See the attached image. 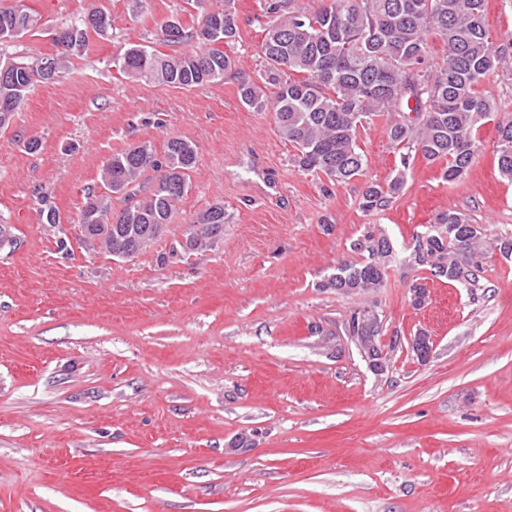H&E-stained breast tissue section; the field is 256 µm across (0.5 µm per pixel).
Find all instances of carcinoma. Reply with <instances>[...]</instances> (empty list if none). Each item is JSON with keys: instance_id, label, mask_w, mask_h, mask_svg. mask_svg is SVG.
<instances>
[{"instance_id": "carcinoma-1", "label": "carcinoma", "mask_w": 512, "mask_h": 512, "mask_svg": "<svg viewBox=\"0 0 512 512\" xmlns=\"http://www.w3.org/2000/svg\"><path fill=\"white\" fill-rule=\"evenodd\" d=\"M319 2L314 7L308 0H265L264 69L256 80L241 78L240 102L255 112L274 113L277 132L296 149L298 165L337 183L362 175L367 166L357 144L359 129L411 103L414 118L392 124L390 142L406 150L407 160L416 154L431 163L445 162L443 177L459 179L474 158L472 131L495 112L478 87L491 73H512V42L496 47L491 41L487 0ZM187 3L201 10L195 32L168 21L161 37L170 43L194 39L195 49L173 56L134 44L121 48L112 66L129 78L175 88L224 80L235 68L224 47L239 37L231 0H224L220 11L203 9L204 0ZM38 23L25 0H13L0 7V43L15 41ZM110 28L111 15L95 8L55 32L56 54L0 59V129L9 127L36 83L56 79L72 57L86 51L90 33ZM431 34L446 48L443 64L436 67L429 60ZM197 155V144L180 137L168 140L161 161L147 142L113 155L101 174L107 192L87 189L78 215L77 223L88 225V232L81 233L84 243L128 259L162 239L190 188ZM496 155L501 176L512 182V120L497 123ZM405 178L400 172L384 186L368 184L359 207L367 213L385 210ZM114 193L127 200L117 213L112 211ZM228 222L222 203L201 210L186 225L183 252L212 248ZM481 238L480 228L448 210L416 236L407 262L429 268L437 278L474 287L478 280L470 260L483 252ZM351 248L362 259L340 264L325 287L343 294L369 293L383 282L393 247L368 233ZM381 328L370 307L354 311L347 324V335L370 365L384 351L399 349L397 340L386 347L379 343Z\"/></svg>"}]
</instances>
